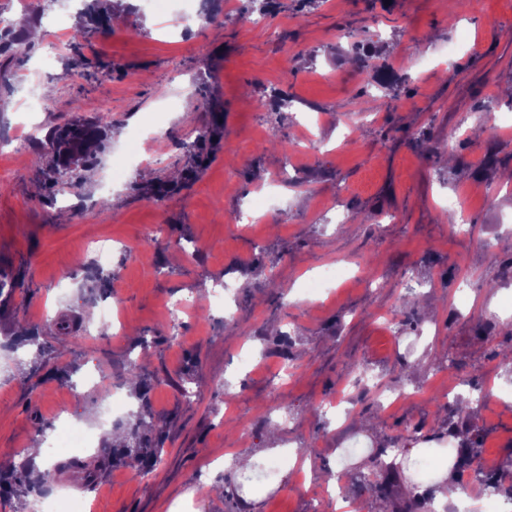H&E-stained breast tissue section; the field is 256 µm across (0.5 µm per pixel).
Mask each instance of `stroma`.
Listing matches in <instances>:
<instances>
[{"label": "stroma", "mask_w": 512, "mask_h": 512, "mask_svg": "<svg viewBox=\"0 0 512 512\" xmlns=\"http://www.w3.org/2000/svg\"><path fill=\"white\" fill-rule=\"evenodd\" d=\"M132 4L46 72L41 58L56 33L43 0L23 10L0 0L8 19L23 17L41 33L0 80V132L25 120L18 102L32 79L44 92L33 118L45 128L79 115L109 129L69 181L46 182L34 154L0 155V269L21 280L0 304V455L45 447L39 426L66 409L97 445L108 443L112 429L99 427L98 410L114 387L127 412L137 411L125 382L134 362L166 434L161 464L142 477L96 453L85 458L102 469L94 489L49 472L46 491L87 512H170L188 499L195 512H336L325 488L338 477V457L357 484L376 451L407 440L414 424L425 447H447L433 433L448 418L450 367L482 385L497 371V352L512 345V249L500 246L512 240V183L503 179L512 172V128L485 124L512 117V96L502 93L512 86V42L502 35L512 28V0H276L262 29L246 0H195L198 21L186 30L143 0ZM460 28L469 39L459 47ZM185 85L194 95L166 109L165 97ZM278 90L286 102H274ZM215 111L223 115L217 141L198 143ZM151 123L167 132L152 159L111 178L131 130ZM308 133L318 151L268 146L275 134L294 144ZM489 187L497 190L490 202ZM453 200L469 231L449 224ZM241 211L255 224L235 223ZM158 223L161 234L151 236ZM106 236L117 244L111 268L100 270L92 243ZM336 261L353 281L306 294L302 281ZM409 275L419 282L412 308L403 305ZM495 278L499 287L488 289ZM220 281L233 293L224 314L210 312L209 294L198 290ZM184 300L195 315L170 332L167 309ZM105 301L122 335L100 331ZM386 315L397 317L401 336L385 335ZM62 316L73 320L70 333L45 335ZM423 324L430 335H419ZM22 325L42 336L45 352L12 346ZM139 336L150 347H135ZM365 361L390 386L418 394L388 412L360 395L337 427L317 406L335 401L337 384ZM90 370L96 383L79 386ZM469 406L482 457L512 485L502 468L512 457V408L493 394ZM292 448L307 449L311 461L299 480ZM242 456L280 461L281 471L243 484ZM224 475L242 484L235 501L212 489Z\"/></svg>", "instance_id": "stroma-1"}]
</instances>
